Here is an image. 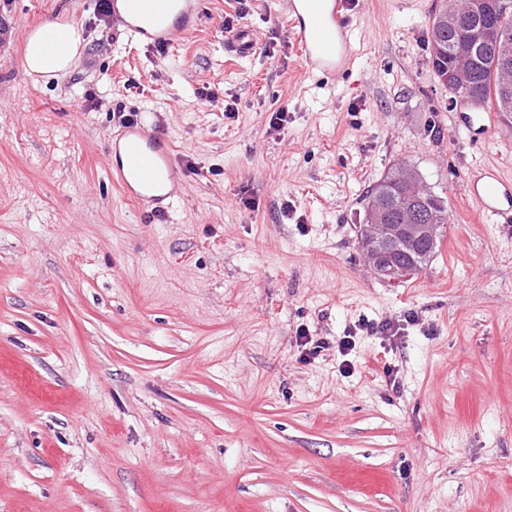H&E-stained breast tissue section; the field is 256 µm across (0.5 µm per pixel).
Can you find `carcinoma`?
<instances>
[{
  "label": "carcinoma",
  "instance_id": "1",
  "mask_svg": "<svg viewBox=\"0 0 512 512\" xmlns=\"http://www.w3.org/2000/svg\"><path fill=\"white\" fill-rule=\"evenodd\" d=\"M461 0H444L429 20L428 51L436 78L441 79L448 65L463 57L475 73L479 95L477 101L493 105L503 116L512 118V40L507 50L491 44L478 49L472 47L471 24L461 18L454 27H448V12L459 7ZM405 165L389 169L384 176L367 189L364 195V210H375L379 224H401L404 222L405 188L402 173ZM413 191L420 199V210L424 223L437 225L434 238L415 244H406L392 253V259L413 269L419 275L436 254L444 225L448 223L447 201L423 184L416 176Z\"/></svg>",
  "mask_w": 512,
  "mask_h": 512
}]
</instances>
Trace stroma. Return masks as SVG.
Wrapping results in <instances>:
<instances>
[{"instance_id":"stroma-1","label":"stroma","mask_w":512,"mask_h":512,"mask_svg":"<svg viewBox=\"0 0 512 512\" xmlns=\"http://www.w3.org/2000/svg\"><path fill=\"white\" fill-rule=\"evenodd\" d=\"M439 5L355 0L350 66L321 77L286 0H203L165 50L97 0H0V512H512V223L463 192L485 165L512 178V125L455 124ZM239 11L251 58L225 41ZM47 20L85 41L36 83L24 38ZM120 107L172 146L167 217L108 176ZM396 162L449 220L393 286L357 228ZM386 319L399 335L359 328ZM303 329L355 347L301 361Z\"/></svg>"}]
</instances>
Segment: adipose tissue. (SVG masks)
Segmentation results:
<instances>
[{"label":"adipose tissue","instance_id":"adipose-tissue-1","mask_svg":"<svg viewBox=\"0 0 512 512\" xmlns=\"http://www.w3.org/2000/svg\"><path fill=\"white\" fill-rule=\"evenodd\" d=\"M82 47L80 30L72 24L47 21L26 36L24 60L27 74L48 80L71 67Z\"/></svg>","mask_w":512,"mask_h":512}]
</instances>
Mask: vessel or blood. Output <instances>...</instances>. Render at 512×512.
Returning <instances> with one entry per match:
<instances>
[{"label":"vessel or blood","instance_id":"vessel-or-blood-1","mask_svg":"<svg viewBox=\"0 0 512 512\" xmlns=\"http://www.w3.org/2000/svg\"><path fill=\"white\" fill-rule=\"evenodd\" d=\"M132 16L123 18L127 33L151 46L170 45L186 38L200 24L199 6L189 0H130ZM346 0H288L291 33L304 67L326 77L346 70L351 59V19ZM233 54L246 58L257 48L250 29H239L228 43ZM465 129L479 130L483 137L493 133L495 115L487 106L471 103L455 115ZM118 161L109 170L113 182L153 214L167 213L175 201L178 172L169 142L145 134L139 126L124 128L112 144ZM467 195L489 217L512 221V181L499 169L484 166L472 171L465 183Z\"/></svg>","mask_w":512,"mask_h":512}]
</instances>
